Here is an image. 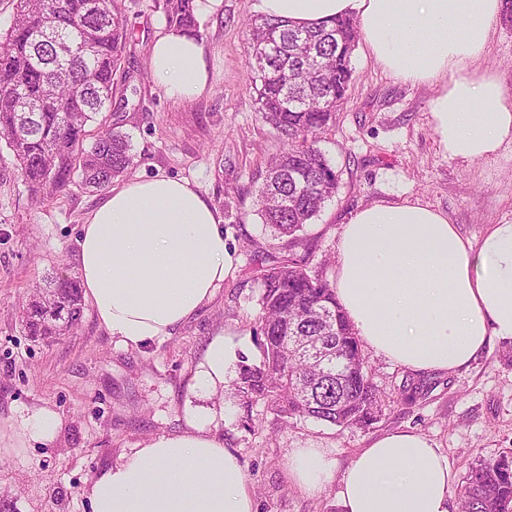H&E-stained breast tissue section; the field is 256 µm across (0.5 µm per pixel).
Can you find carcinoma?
<instances>
[{
	"instance_id": "carcinoma-1",
	"label": "carcinoma",
	"mask_w": 512,
	"mask_h": 512,
	"mask_svg": "<svg viewBox=\"0 0 512 512\" xmlns=\"http://www.w3.org/2000/svg\"><path fill=\"white\" fill-rule=\"evenodd\" d=\"M15 10L0 34V137L31 197L44 201L76 177L86 187H109L134 164L132 137L102 124L91 146L85 141L86 126L112 106V75L129 39L117 0H16ZM163 12L168 30L197 31L195 0H164ZM248 31L253 46L266 49L250 62L258 112L283 140L257 212L288 252L257 261L262 360L241 357L234 386L246 403H267L283 424L369 428L384 400L334 288L309 270V245L299 235L338 189L317 143L347 96L357 22L298 28L258 15ZM45 287L23 319L34 342L64 335L83 315L79 280L56 276ZM459 505L460 512H512V449L472 466Z\"/></svg>"
}]
</instances>
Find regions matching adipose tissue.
I'll return each mask as SVG.
<instances>
[{
	"instance_id": "ef3b65f1",
	"label": "adipose tissue",
	"mask_w": 512,
	"mask_h": 512,
	"mask_svg": "<svg viewBox=\"0 0 512 512\" xmlns=\"http://www.w3.org/2000/svg\"><path fill=\"white\" fill-rule=\"evenodd\" d=\"M504 0H257L270 18L313 27L353 17L375 62L429 83L439 146L472 163L512 142V107L497 74L478 71ZM156 83L175 101L208 88L197 38L170 32L150 51ZM333 286L353 331L376 355L417 375L468 365L512 341V223L479 243L447 214L417 202L373 203L341 228ZM84 297L125 348L172 335L233 268L222 218L190 181L136 176L113 186L80 227ZM289 481L306 494L336 486L343 512H459L453 466L429 437L385 433L337 469L326 448H295ZM92 512H254L237 456L196 416L146 441L89 489Z\"/></svg>"
}]
</instances>
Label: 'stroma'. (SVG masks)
I'll list each match as a JSON object with an SVG mask.
<instances>
[{"instance_id": "stroma-1", "label": "stroma", "mask_w": 512, "mask_h": 512, "mask_svg": "<svg viewBox=\"0 0 512 512\" xmlns=\"http://www.w3.org/2000/svg\"><path fill=\"white\" fill-rule=\"evenodd\" d=\"M255 3L222 0L200 14L208 90L176 102L149 67L151 46L166 31L162 0H119L131 36L114 83L132 91L112 109L136 148L129 173L196 184L217 207L234 257L212 300L172 336L123 348L89 307L77 329L51 343L25 335L23 308L34 286L52 272L77 275L80 226L102 194L76 183L34 202L0 140V505L8 512H91L93 480L145 439L183 433L190 411L217 428L238 457L254 512H342L335 486L309 496L289 483L285 463L293 448L330 449L342 469L370 439L410 427L448 454L454 496L472 464L512 448V366L501 361L499 341L469 367L422 378L366 351L369 374L386 398L382 419L367 430L313 420L281 426L264 402L248 407L232 388L217 395L195 387L214 337H224L235 355L259 360L254 257L282 245L256 213L265 167L282 142L258 113L249 81L245 22ZM478 66L497 72L512 105V26L496 24ZM352 67L348 98L319 141L339 188L305 228L310 270L332 280L342 225L375 202L420 201L448 213L474 243L489 225L512 222L511 144L469 164L450 160L432 127L433 85L400 81L362 44ZM44 409L59 418L53 439L17 443L22 418Z\"/></svg>"}]
</instances>
